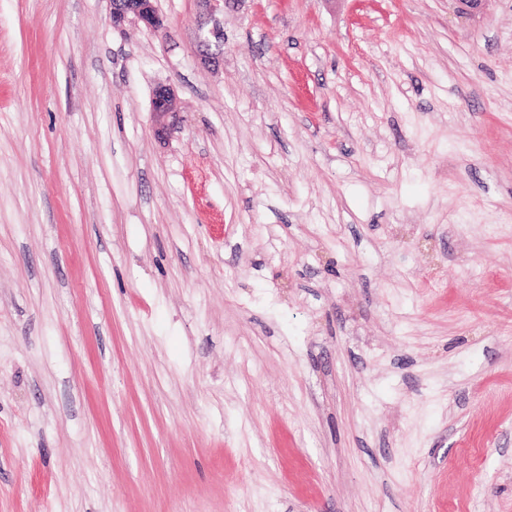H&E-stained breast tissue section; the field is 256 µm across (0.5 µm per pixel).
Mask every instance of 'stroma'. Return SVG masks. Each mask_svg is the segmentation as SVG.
I'll use <instances>...</instances> for the list:
<instances>
[{
    "instance_id": "1",
    "label": "stroma",
    "mask_w": 512,
    "mask_h": 512,
    "mask_svg": "<svg viewBox=\"0 0 512 512\" xmlns=\"http://www.w3.org/2000/svg\"><path fill=\"white\" fill-rule=\"evenodd\" d=\"M153 4L0 0V512H512V0ZM111 20L114 28H121L127 22H138L151 29L164 26L163 19L156 13L152 0H110ZM205 2L206 4L209 3L211 6L213 4L214 7L211 9V16L210 19L212 21V26L207 27V22H204L199 27V43L201 46H204L206 48V55H203L204 62L212 65L213 67H218L220 64V58H221V52H220V46L224 45V27L221 26L220 21L213 17V12L217 9V6L220 4V2L224 4L230 1H239V0H201ZM214 45L216 48H218L217 52L215 53H208V50H210L211 46ZM176 112V95L170 85L160 84L153 91L152 114L154 131L158 138L167 136L170 123L168 118Z\"/></svg>"
}]
</instances>
